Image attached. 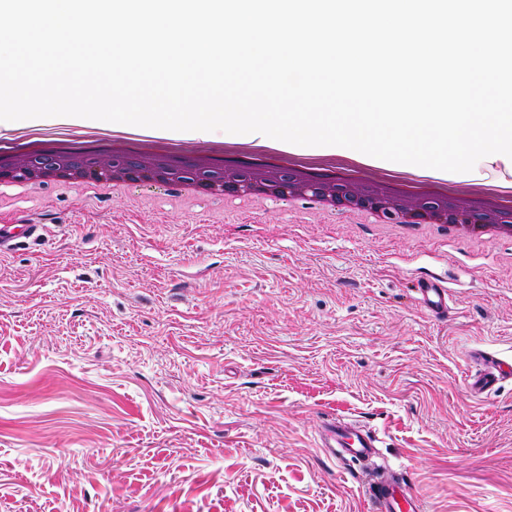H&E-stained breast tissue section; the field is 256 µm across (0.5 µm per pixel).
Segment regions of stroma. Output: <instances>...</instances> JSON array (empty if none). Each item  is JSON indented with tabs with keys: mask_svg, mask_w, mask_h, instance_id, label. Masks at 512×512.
<instances>
[{
	"mask_svg": "<svg viewBox=\"0 0 512 512\" xmlns=\"http://www.w3.org/2000/svg\"><path fill=\"white\" fill-rule=\"evenodd\" d=\"M0 512H369L323 416L375 429L424 512H512V238H403L274 200L153 187L0 197ZM447 279L439 322L410 287ZM37 229L35 224H1L0 252L13 249L15 241L20 237L33 238ZM480 368L466 374L467 394L474 398H486L499 382L512 379V357L504 358L491 353L478 354Z\"/></svg>",
	"mask_w": 512,
	"mask_h": 512,
	"instance_id": "obj_1",
	"label": "stroma"
}]
</instances>
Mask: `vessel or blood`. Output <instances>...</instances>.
Here are the masks:
<instances>
[{
    "mask_svg": "<svg viewBox=\"0 0 512 512\" xmlns=\"http://www.w3.org/2000/svg\"><path fill=\"white\" fill-rule=\"evenodd\" d=\"M33 224H1L0 252L13 249L18 238L34 237ZM422 308L434 319H448V284L429 275L412 285ZM479 366L465 378L469 396L485 398L499 382L512 379V357L504 358L490 353L478 356ZM380 439L375 430L354 419L327 417L322 421L317 446L339 463H366L378 454ZM370 512H423L421 499L410 486L406 474L387 478L381 475L369 479L366 487Z\"/></svg>",
    "mask_w": 512,
    "mask_h": 512,
    "instance_id": "vessel-or-blood-1",
    "label": "vessel or blood"
}]
</instances>
